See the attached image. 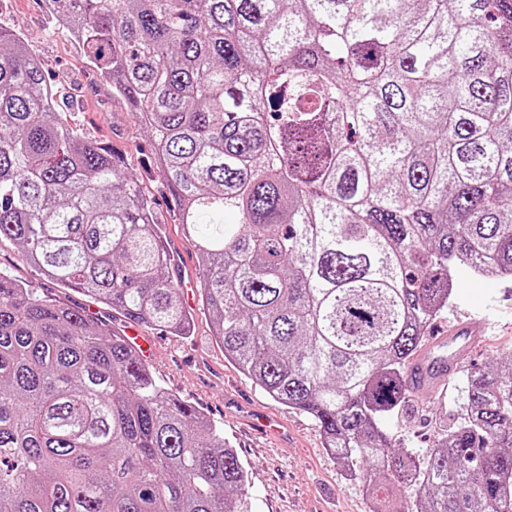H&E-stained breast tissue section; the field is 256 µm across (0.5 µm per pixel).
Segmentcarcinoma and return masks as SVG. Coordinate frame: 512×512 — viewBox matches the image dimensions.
<instances>
[{"label": "carcinoma", "instance_id": "1", "mask_svg": "<svg viewBox=\"0 0 512 512\" xmlns=\"http://www.w3.org/2000/svg\"><path fill=\"white\" fill-rule=\"evenodd\" d=\"M152 134L224 357L372 512H512V357L419 452L381 421L455 270L512 279V0H51ZM191 331L153 200L0 23V240ZM247 471L123 337L0 270V512H246ZM411 493L396 497V490Z\"/></svg>", "mask_w": 512, "mask_h": 512}]
</instances>
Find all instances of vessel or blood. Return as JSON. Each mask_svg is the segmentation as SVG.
Segmentation results:
<instances>
[{
    "mask_svg": "<svg viewBox=\"0 0 512 512\" xmlns=\"http://www.w3.org/2000/svg\"><path fill=\"white\" fill-rule=\"evenodd\" d=\"M490 324V315L482 314L450 326L447 334L437 337L408 370L412 391L444 389L446 383L462 371L470 351L486 336Z\"/></svg>",
    "mask_w": 512,
    "mask_h": 512,
    "instance_id": "b4317fda",
    "label": "vessel or blood"
}]
</instances>
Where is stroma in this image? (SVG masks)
Segmentation results:
<instances>
[{
    "instance_id": "35a3bbf8",
    "label": "stroma",
    "mask_w": 512,
    "mask_h": 512,
    "mask_svg": "<svg viewBox=\"0 0 512 512\" xmlns=\"http://www.w3.org/2000/svg\"><path fill=\"white\" fill-rule=\"evenodd\" d=\"M0 22L27 41L40 61L47 83L57 92L61 111L85 137L114 151L127 176L153 197L156 219L175 258L174 278L186 309L194 315L190 335L173 336L146 326L140 335L153 349L149 369L166 390L201 408L220 427L225 443L248 470L251 512H371L362 485L347 477L324 446L315 423L267 396L225 359L211 318L199 302L201 285L197 255L184 236L163 173L154 161L152 137L131 115L126 103L88 65L80 45L61 28L43 0H0ZM0 269L27 283L40 296L79 308L89 317L128 329L110 309L81 293L60 287L23 261L19 246L0 241ZM497 308V324L475 352L473 362L505 360L512 354V282L482 278L470 291H457L448 312L438 320L447 328L461 311L480 306ZM462 378H455L435 399L410 398L406 412L390 416L385 427L406 445L424 450L456 416ZM279 422V435H265L257 420Z\"/></svg>"
}]
</instances>
